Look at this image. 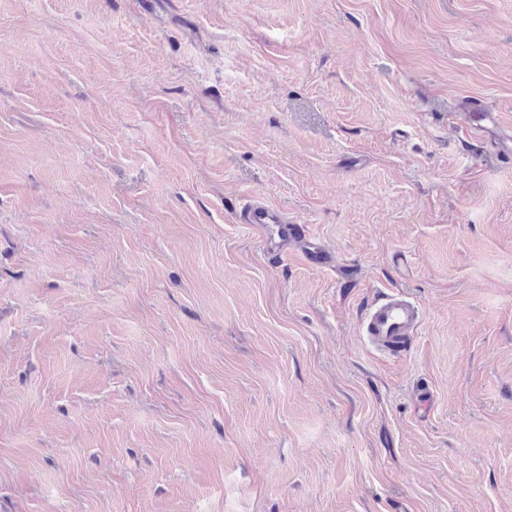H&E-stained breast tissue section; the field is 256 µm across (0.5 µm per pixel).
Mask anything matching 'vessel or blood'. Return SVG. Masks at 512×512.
<instances>
[{"mask_svg": "<svg viewBox=\"0 0 512 512\" xmlns=\"http://www.w3.org/2000/svg\"><path fill=\"white\" fill-rule=\"evenodd\" d=\"M496 123L494 113L481 105H473L469 113V131L479 135ZM240 218L242 223L264 226L267 230L265 244L277 251L287 249L289 242L300 239L302 227L287 223L281 212L266 203L245 206ZM422 322L418 306L403 293H393L373 303L361 322V334L372 349L383 354L405 350Z\"/></svg>", "mask_w": 512, "mask_h": 512, "instance_id": "1", "label": "vessel or blood"}]
</instances>
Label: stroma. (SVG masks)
I'll use <instances>...</instances> for the list:
<instances>
[{
  "label": "stroma",
  "mask_w": 512,
  "mask_h": 512,
  "mask_svg": "<svg viewBox=\"0 0 512 512\" xmlns=\"http://www.w3.org/2000/svg\"><path fill=\"white\" fill-rule=\"evenodd\" d=\"M475 99L512 136V0H0V512H512ZM240 218L243 224H256L267 229L265 244L270 249L283 252L288 248V242L298 241L302 235V226L288 224L281 212L266 203H252L245 206ZM422 322L418 306L403 293H392L373 303L361 322V334L378 353L405 350Z\"/></svg>",
  "instance_id": "obj_1"
}]
</instances>
